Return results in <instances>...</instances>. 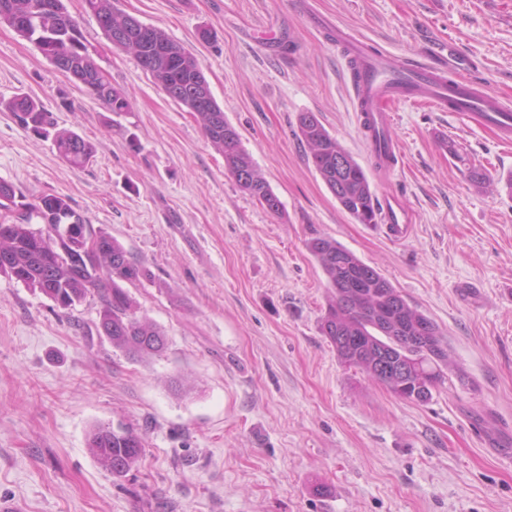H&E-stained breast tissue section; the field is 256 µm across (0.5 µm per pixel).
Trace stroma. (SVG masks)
<instances>
[{"label":"stroma","instance_id":"1","mask_svg":"<svg viewBox=\"0 0 512 512\" xmlns=\"http://www.w3.org/2000/svg\"><path fill=\"white\" fill-rule=\"evenodd\" d=\"M127 98L115 114L0 24V97L39 100L94 144L82 168L0 111V180L67 198L149 273L131 287L167 346L135 359L73 309L0 274V501L24 512H512V145L456 112L391 111L400 156L379 168L342 50L317 13L410 64L467 73L512 106V0H112L198 59L282 203L242 192L193 113L63 0ZM315 113L377 201L412 217L391 241L355 221L315 171L297 116ZM476 167L487 175L476 183ZM326 236L431 318L453 365L428 402L343 364L320 331ZM143 434L115 477L90 454L101 424Z\"/></svg>","mask_w":512,"mask_h":512}]
</instances>
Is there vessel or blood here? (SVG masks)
I'll return each instance as SVG.
<instances>
[{
  "instance_id": "obj_1",
  "label": "vessel or blood",
  "mask_w": 512,
  "mask_h": 512,
  "mask_svg": "<svg viewBox=\"0 0 512 512\" xmlns=\"http://www.w3.org/2000/svg\"><path fill=\"white\" fill-rule=\"evenodd\" d=\"M336 43L346 54L354 77V98L358 125L374 156L388 163L396 145L387 136L389 108L414 100L439 109H452L479 116L491 124L504 142L512 141V108L501 104L488 91L463 76L448 77L428 66L404 65L378 55L365 42L344 28H337ZM388 237L402 240L411 221L400 202L384 201L380 209Z\"/></svg>"
}]
</instances>
